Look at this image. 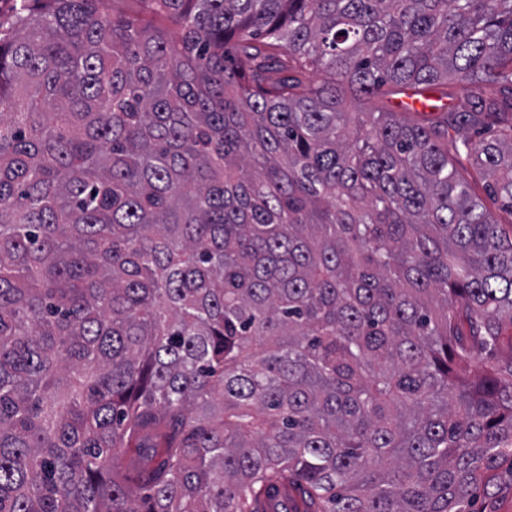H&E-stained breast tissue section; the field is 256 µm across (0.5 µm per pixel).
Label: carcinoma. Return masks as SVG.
<instances>
[{
	"label": "carcinoma",
	"instance_id": "1",
	"mask_svg": "<svg viewBox=\"0 0 512 512\" xmlns=\"http://www.w3.org/2000/svg\"><path fill=\"white\" fill-rule=\"evenodd\" d=\"M31 2L0 512H474L512 463V235L460 168L512 212V0Z\"/></svg>",
	"mask_w": 512,
	"mask_h": 512
}]
</instances>
